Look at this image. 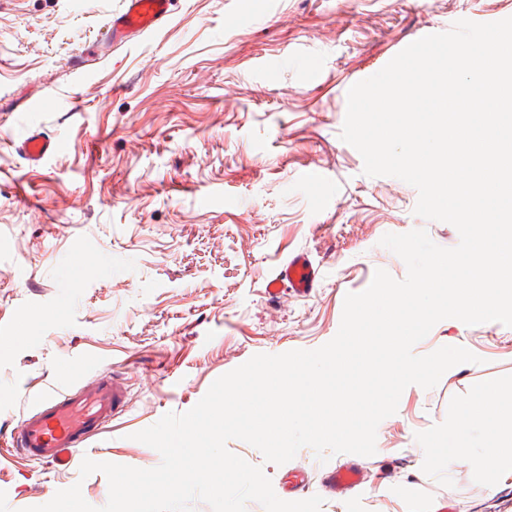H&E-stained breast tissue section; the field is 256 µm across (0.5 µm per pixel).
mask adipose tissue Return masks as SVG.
Segmentation results:
<instances>
[{"mask_svg": "<svg viewBox=\"0 0 512 512\" xmlns=\"http://www.w3.org/2000/svg\"><path fill=\"white\" fill-rule=\"evenodd\" d=\"M483 423L489 444L482 453L470 447V428ZM434 447L444 452L449 463H468L483 473L512 471V402H499L495 390L483 393L478 402L458 421L448 438H435Z\"/></svg>", "mask_w": 512, "mask_h": 512, "instance_id": "adipose-tissue-1", "label": "adipose tissue"}]
</instances>
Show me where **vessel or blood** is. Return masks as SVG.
Listing matches in <instances>:
<instances>
[{"mask_svg": "<svg viewBox=\"0 0 512 512\" xmlns=\"http://www.w3.org/2000/svg\"><path fill=\"white\" fill-rule=\"evenodd\" d=\"M173 0H123L120 11L106 24L101 41L130 44L164 26L172 14ZM60 141L41 129L28 130L16 149L36 166L60 150ZM320 279L307 256L298 254L284 262L269 281L266 291L276 300L289 293L307 295ZM128 405L127 385L121 373L108 369L76 379L56 393L38 398L18 422L11 435V449L29 462L70 466L86 442L98 435ZM362 469L344 465L328 469L323 486L333 494H345L360 487Z\"/></svg>", "mask_w": 512, "mask_h": 512, "instance_id": "vessel-or-blood-1", "label": "vessel or blood"}]
</instances>
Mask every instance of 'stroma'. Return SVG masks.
Here are the masks:
<instances>
[{"label":"stroma","instance_id":"stroma-1","mask_svg":"<svg viewBox=\"0 0 512 512\" xmlns=\"http://www.w3.org/2000/svg\"><path fill=\"white\" fill-rule=\"evenodd\" d=\"M120 7L0 0V444L40 395L113 367L127 411L78 455L149 469L161 457L133 433L190 410L254 355L330 341L346 295L376 270L404 279L385 234L458 245L452 224L415 215V187L365 174L340 138L347 92L458 20L512 17V0H175L161 29L75 68ZM35 124L62 148L28 167L12 141ZM299 251L320 268L317 288L269 300L267 281ZM442 346L478 360L408 386L374 455L323 462L305 447L276 465L244 441L227 448L280 499L322 496L321 512H512V472L451 467L430 449L484 390L512 401V327L447 318L413 351ZM349 463L365 467L364 486L325 492V465ZM75 484L107 503L102 473L0 456L9 512Z\"/></svg>","mask_w":512,"mask_h":512}]
</instances>
